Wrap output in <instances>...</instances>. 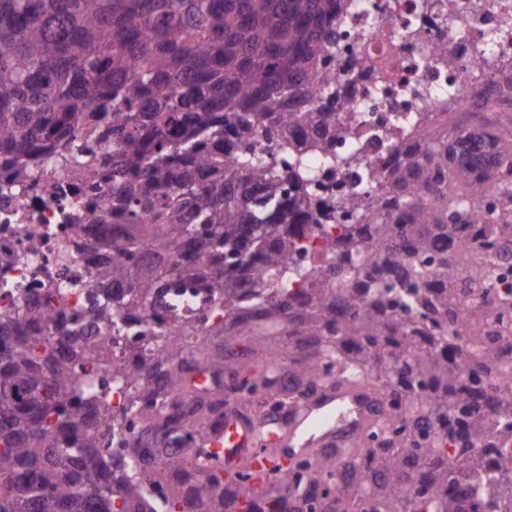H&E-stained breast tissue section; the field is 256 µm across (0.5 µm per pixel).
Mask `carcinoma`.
<instances>
[{"instance_id":"cac0c4a2","label":"carcinoma","mask_w":512,"mask_h":512,"mask_svg":"<svg viewBox=\"0 0 512 512\" xmlns=\"http://www.w3.org/2000/svg\"><path fill=\"white\" fill-rule=\"evenodd\" d=\"M342 0H0V154L12 184L50 160L44 186L99 177L112 195L86 249L99 289L68 320L61 288L0 311V512H156L139 476L160 447L195 455L185 432L224 412L223 362L204 344L112 357L107 336L272 335L288 327L293 390L363 384L380 401L357 445L297 461L298 480L334 490V512H468L512 497V464L471 474L466 449L512 431V181L476 180L449 134L366 178L388 198L347 202L319 275L292 261L320 223L305 161L353 135L336 111ZM489 169L512 170V122L498 113ZM108 140L112 149L95 144ZM286 151L294 163L280 167ZM448 180L438 179L440 172ZM485 207L473 215L465 205ZM406 222H396L394 211ZM465 243L444 249L443 241ZM209 294L171 330L180 289ZM135 384L122 416L85 370ZM271 384L235 391L244 402ZM160 398L167 411L157 410ZM179 424L163 445L145 442ZM423 462L431 479L414 486ZM223 487L212 470L199 496ZM411 489L399 506L396 493Z\"/></svg>"}]
</instances>
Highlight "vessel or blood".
Instances as JSON below:
<instances>
[{
	"instance_id": "1",
	"label": "vessel or blood",
	"mask_w": 512,
	"mask_h": 512,
	"mask_svg": "<svg viewBox=\"0 0 512 512\" xmlns=\"http://www.w3.org/2000/svg\"><path fill=\"white\" fill-rule=\"evenodd\" d=\"M374 409L373 397L365 388L340 385L289 410H267L256 421L227 415L223 426L207 433L205 442L223 460L228 473L237 474L241 465H248L251 489L240 495L239 503L256 512L263 482L274 466L262 441L287 438L289 454L295 460L315 453L337 455L354 444Z\"/></svg>"
}]
</instances>
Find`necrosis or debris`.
<instances>
[{
    "mask_svg": "<svg viewBox=\"0 0 512 512\" xmlns=\"http://www.w3.org/2000/svg\"><path fill=\"white\" fill-rule=\"evenodd\" d=\"M340 53L336 76L354 68L362 77L339 111L355 115V139L337 144L338 155H354L352 167L335 168L310 158L312 196L322 204L359 195L379 202L378 184L363 180L368 164L382 156V143L396 145L391 162L425 151L420 113L461 114L481 107L512 110V0H350L336 17ZM11 161L0 155V309L35 296L55 280L67 292L71 316L81 315L93 297L92 263L75 224L94 226L97 207L112 194L109 181L86 187L80 197H54L32 171L25 193L9 186ZM69 253L59 260V241Z\"/></svg>",
    "mask_w": 512,
    "mask_h": 512,
    "instance_id": "4bbe7bcc",
    "label": "necrosis or debris"
}]
</instances>
